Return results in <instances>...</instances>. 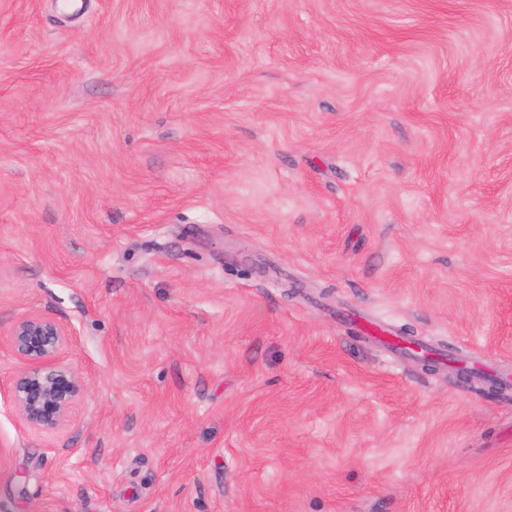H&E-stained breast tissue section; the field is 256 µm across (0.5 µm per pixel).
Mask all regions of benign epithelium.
Listing matches in <instances>:
<instances>
[{
  "instance_id": "obj_1",
  "label": "benign epithelium",
  "mask_w": 512,
  "mask_h": 512,
  "mask_svg": "<svg viewBox=\"0 0 512 512\" xmlns=\"http://www.w3.org/2000/svg\"><path fill=\"white\" fill-rule=\"evenodd\" d=\"M68 332L52 318L31 314L8 333L7 347L26 363L12 384L21 421L32 428L56 430L67 424L81 396L73 368L61 360Z\"/></svg>"
}]
</instances>
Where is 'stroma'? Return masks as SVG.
Segmentation results:
<instances>
[{
	"label": "stroma",
	"mask_w": 512,
	"mask_h": 512,
	"mask_svg": "<svg viewBox=\"0 0 512 512\" xmlns=\"http://www.w3.org/2000/svg\"><path fill=\"white\" fill-rule=\"evenodd\" d=\"M85 2L0 0V333L82 384L0 350V503L512 512V0ZM6 336L8 349L27 365L12 384L21 421L42 430L65 426L82 392L75 371L60 357L67 330L52 318L31 314L15 323Z\"/></svg>",
	"instance_id": "stroma-1"
}]
</instances>
